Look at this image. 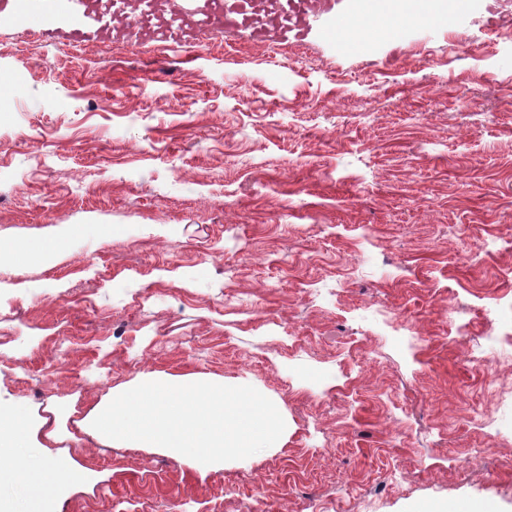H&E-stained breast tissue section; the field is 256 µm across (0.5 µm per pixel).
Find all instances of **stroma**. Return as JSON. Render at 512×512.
<instances>
[{
	"label": "stroma",
	"instance_id": "1",
	"mask_svg": "<svg viewBox=\"0 0 512 512\" xmlns=\"http://www.w3.org/2000/svg\"><path fill=\"white\" fill-rule=\"evenodd\" d=\"M361 5L298 53L75 51L0 18V246L30 250L0 259V401L54 512H130L140 480L150 512H512V5L346 44ZM147 375L253 386L281 447L195 466L98 437Z\"/></svg>",
	"mask_w": 512,
	"mask_h": 512
}]
</instances>
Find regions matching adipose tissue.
<instances>
[{"mask_svg": "<svg viewBox=\"0 0 512 512\" xmlns=\"http://www.w3.org/2000/svg\"><path fill=\"white\" fill-rule=\"evenodd\" d=\"M466 0H448L447 8H439L423 0H367L364 14L367 26L378 33L392 34L407 24L414 16L448 19L451 12L464 7ZM30 419L25 407L18 402H0V461L9 459L16 466L10 473L13 484L28 493L23 512H42L43 504L52 498L58 486L56 470L47 466H29L24 462L29 454Z\"/></svg>", "mask_w": 512, "mask_h": 512, "instance_id": "adipose-tissue-1", "label": "adipose tissue"}]
</instances>
